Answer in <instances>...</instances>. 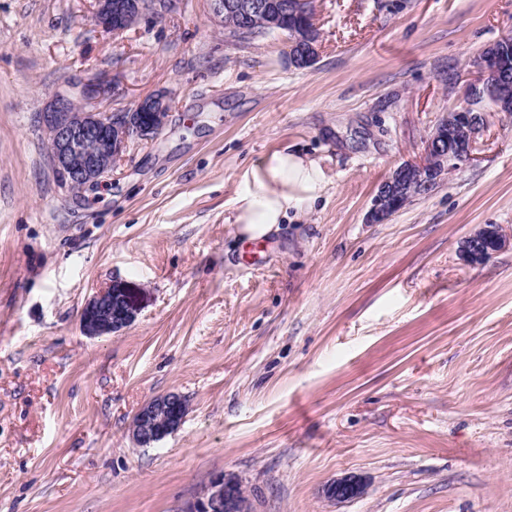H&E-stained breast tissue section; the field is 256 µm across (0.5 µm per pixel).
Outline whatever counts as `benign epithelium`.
Instances as JSON below:
<instances>
[{"instance_id": "1", "label": "benign epithelium", "mask_w": 512, "mask_h": 512, "mask_svg": "<svg viewBox=\"0 0 512 512\" xmlns=\"http://www.w3.org/2000/svg\"><path fill=\"white\" fill-rule=\"evenodd\" d=\"M214 20L224 22L233 14L248 25L258 15L268 13L264 0H209ZM288 13L307 19L302 32L290 39L293 47L306 44L318 50L314 8L310 0H290ZM144 0H95V18L99 25L122 33L147 16ZM504 35L469 59L475 80L469 84L466 99L442 118L425 142L423 156L396 167L378 187L367 221L382 223L401 210L409 197L431 190L440 180L476 161V142L483 131L485 104L496 112H512V71L507 62ZM68 90L57 93L39 115L41 126L50 132V157L56 170L65 174L69 184L87 190L106 182L117 168L129 142L134 138L154 139L165 129L172 105L166 91L149 95L123 112H108L100 107L106 90L86 83L72 74ZM512 239L497 224H482L466 236L459 256L467 264H482L500 252ZM135 319L131 291L120 281L101 289L81 314L83 332L101 336L130 326ZM186 399L177 392L155 397L138 410L132 425V437L140 447L154 445L174 433L182 424ZM359 477H342L327 489L336 500H348L364 492ZM181 512H254L253 501L242 482L232 473L215 475L204 491L186 501Z\"/></svg>"}]
</instances>
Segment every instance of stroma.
<instances>
[{
    "mask_svg": "<svg viewBox=\"0 0 512 512\" xmlns=\"http://www.w3.org/2000/svg\"><path fill=\"white\" fill-rule=\"evenodd\" d=\"M319 58L225 39L208 0L115 34L93 0H0V512H179L221 471L256 512H512V113L476 161L381 224L379 185L462 99L469 57L512 34V0H315ZM106 111L172 96L155 141L105 185L59 181L37 117L71 74ZM288 146L318 201L262 245L233 222L241 175ZM136 318L86 336L112 281ZM182 394L178 431L131 437ZM362 476L338 502L328 483ZM511 243L498 224H482L460 242L459 256L467 264H482ZM186 399L177 392L155 397L138 410L132 437L139 447H151L174 433L182 424Z\"/></svg>",
    "mask_w": 512,
    "mask_h": 512,
    "instance_id": "35a3bbf8",
    "label": "stroma"
}]
</instances>
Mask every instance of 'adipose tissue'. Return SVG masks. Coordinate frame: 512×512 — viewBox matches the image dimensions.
Listing matches in <instances>:
<instances>
[{
    "instance_id": "obj_1",
    "label": "adipose tissue",
    "mask_w": 512,
    "mask_h": 512,
    "mask_svg": "<svg viewBox=\"0 0 512 512\" xmlns=\"http://www.w3.org/2000/svg\"><path fill=\"white\" fill-rule=\"evenodd\" d=\"M241 183L233 201L234 222L241 236L257 240L284 223L289 209L314 204L328 177L319 161L279 149L245 169Z\"/></svg>"
}]
</instances>
